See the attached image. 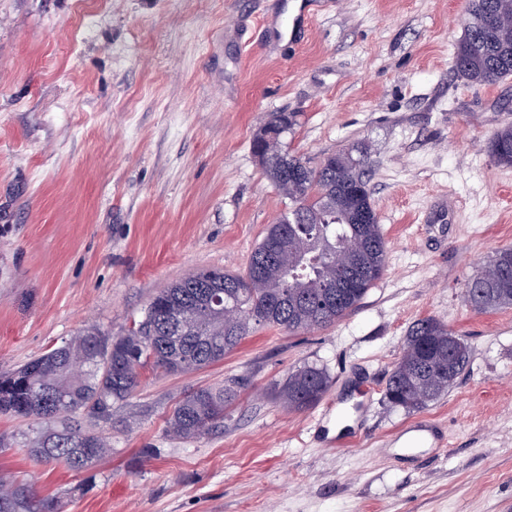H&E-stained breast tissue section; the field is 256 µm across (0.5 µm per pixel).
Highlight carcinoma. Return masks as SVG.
I'll use <instances>...</instances> for the list:
<instances>
[{
  "instance_id": "1",
  "label": "carcinoma",
  "mask_w": 512,
  "mask_h": 512,
  "mask_svg": "<svg viewBox=\"0 0 512 512\" xmlns=\"http://www.w3.org/2000/svg\"><path fill=\"white\" fill-rule=\"evenodd\" d=\"M468 24L453 54V68L473 84H491L512 75V23L491 26L496 16L512 20V0H468ZM296 115L275 112L265 124L272 139L258 148L270 155L268 179L290 200L288 224H272L266 236L288 235V245L270 257L263 244L249 265L263 272L245 282L242 275L210 270L182 278L149 301L133 328L110 337L97 327L77 332L65 345L0 374V414L61 422L38 432L28 443L39 461H59L84 470L112 453L110 437L67 423L78 410L112 423V409L139 384L145 366L162 374L192 371L224 359L256 327L274 326L288 333L331 325L359 307L383 276L387 243L378 224L367 177V158L338 151L311 167L283 150ZM488 151L496 163L512 166V124L490 138ZM363 271L355 287L337 285L350 273ZM223 293L234 309L220 318L209 314L201 285ZM465 298L478 312L512 306V248L496 252L465 284ZM470 347L434 317L415 322L385 391L393 407L416 411L446 395L470 362ZM94 360L83 373L71 364ZM330 383L328 373L305 364L275 388V398L290 409L316 405ZM231 386L203 388L182 398L168 420L178 438H197L224 422L234 401ZM0 492V512H62L56 496L38 497L29 486L10 485Z\"/></svg>"
}]
</instances>
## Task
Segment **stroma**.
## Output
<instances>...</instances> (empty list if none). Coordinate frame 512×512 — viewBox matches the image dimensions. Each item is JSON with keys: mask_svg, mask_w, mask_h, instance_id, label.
<instances>
[{"mask_svg": "<svg viewBox=\"0 0 512 512\" xmlns=\"http://www.w3.org/2000/svg\"><path fill=\"white\" fill-rule=\"evenodd\" d=\"M0 0V374L89 326L119 336L161 288L244 273L288 206L252 154L272 113L289 152L364 153L388 243L360 307L305 333L256 328L223 361L141 371L90 469L36 461L44 421L0 416V475L64 512H512V307L473 311L467 280L512 246V167L488 151L512 123V76L452 70L465 0ZM434 317L471 348L448 394L387 404L410 326ZM324 368L320 402L274 386ZM233 385L224 425L167 421ZM437 448H410L421 419ZM330 383L328 373L314 365L304 364L288 374L275 388V398L289 409H304L316 405ZM234 387L203 388L180 400L168 420L169 432L178 438H197L224 423V410L234 401Z\"/></svg>", "mask_w": 512, "mask_h": 512, "instance_id": "obj_1", "label": "stroma"}]
</instances>
